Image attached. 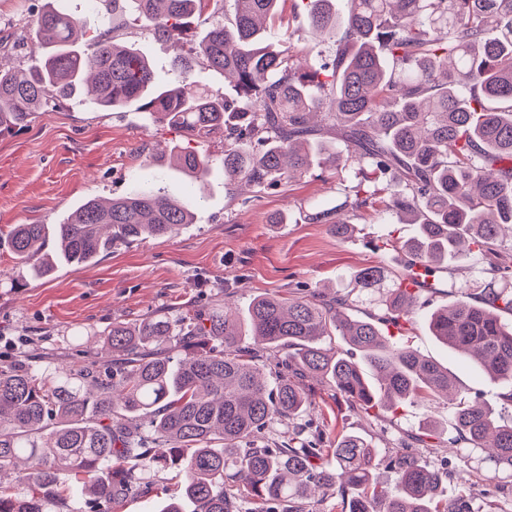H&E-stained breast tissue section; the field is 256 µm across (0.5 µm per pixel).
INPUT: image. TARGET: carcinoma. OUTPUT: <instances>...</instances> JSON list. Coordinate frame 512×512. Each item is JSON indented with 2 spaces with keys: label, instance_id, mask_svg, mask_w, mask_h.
<instances>
[{
  "label": "carcinoma",
  "instance_id": "cac0c4a2",
  "mask_svg": "<svg viewBox=\"0 0 512 512\" xmlns=\"http://www.w3.org/2000/svg\"><path fill=\"white\" fill-rule=\"evenodd\" d=\"M110 2L90 35L54 6L20 27L0 26L3 54L35 59L22 76L0 66V133L85 89L96 108L136 102L186 134L173 157L195 179L213 171L202 143L215 135L224 137V180L261 191L320 165L355 163L356 208L378 205L415 233L384 243L405 253L401 271L349 275L356 288L386 289L379 313L353 316L352 292L303 285L254 297L242 320L215 304L114 322L108 364L53 367L40 352L0 359V472L28 462L15 484H0V512H78L72 503L86 495L89 512H112L139 494L142 470L168 465L184 478L193 512H241L249 501L254 512H305L313 489L336 497L341 512H476L467 494H445L450 472L413 452L433 430L379 457L354 434L321 448L298 418L316 404L314 380L365 413L460 395L447 368L384 329L413 330L421 295L475 252L483 277L455 289L427 327L507 384L499 399L512 406V0H347L341 24L333 0H302L310 24L334 39L328 57L270 41L265 23L283 0H229L230 17L211 15L168 79L123 31L134 18L179 44L211 0ZM202 71L232 82L235 95L213 90ZM324 134L346 151L316 144ZM192 218L164 189L138 184L84 201L59 224H17L8 244L39 278L60 261L91 263L117 243L173 235ZM311 221L338 239L352 228L328 211ZM453 417L446 444L479 450L493 472L512 477V421L462 398ZM283 421L288 438L261 443ZM382 466L387 484L374 477Z\"/></svg>",
  "mask_w": 512,
  "mask_h": 512
}]
</instances>
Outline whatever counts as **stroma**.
Instances as JSON below:
<instances>
[{"label": "stroma", "instance_id": "35a3bbf8", "mask_svg": "<svg viewBox=\"0 0 512 512\" xmlns=\"http://www.w3.org/2000/svg\"><path fill=\"white\" fill-rule=\"evenodd\" d=\"M269 28L275 37L289 38L296 48L319 45L332 52L328 36L315 31L294 0H282L279 16ZM151 62L166 74L174 57L168 43L156 40L141 23L124 32ZM178 132L141 112L137 105L104 112L74 101L36 112L22 130L0 133V235L16 224H56L88 197H116L136 183L151 182L170 194L189 200L195 221L169 237H143L119 243L111 252L87 265H63L48 278H33L8 245L0 246V335L15 345L36 340L54 363L66 364L89 353L106 361L110 353L101 334L112 322L133 323L162 307L179 308L229 298L246 311L258 295H282L309 283L344 288L348 275L368 266L399 269L400 255L382 249L390 235L403 239L412 225L363 209L353 215V169L315 168L291 183L259 192L227 190L222 170L206 182H197L161 163L178 142ZM348 213L354 229L345 240L331 235L326 225L309 216L323 210ZM283 214L287 223H272ZM417 310L416 326L408 339L424 356L438 361L452 375L463 395L501 409L503 420L512 408L502 409L501 382L464 365L451 349L431 336ZM81 332L72 341L73 332ZM324 405L311 409L309 422H328V438L345 430L371 442L380 452L396 450L403 432L423 422L450 428L445 401H421L379 417L352 411L341 399L320 386ZM429 465L449 469V492L473 493L477 502L493 505L495 512H512V496L500 493L481 452L461 448H418ZM148 493L128 499L113 512H158L177 492L175 475L160 468L147 473Z\"/></svg>", "mask_w": 512, "mask_h": 512}]
</instances>
